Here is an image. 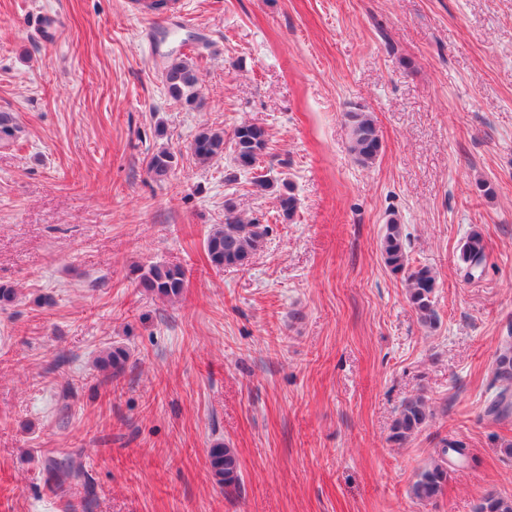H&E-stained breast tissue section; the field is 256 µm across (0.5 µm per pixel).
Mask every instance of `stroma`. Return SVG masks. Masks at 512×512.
Instances as JSON below:
<instances>
[{
    "mask_svg": "<svg viewBox=\"0 0 512 512\" xmlns=\"http://www.w3.org/2000/svg\"><path fill=\"white\" fill-rule=\"evenodd\" d=\"M137 0H0V111L24 128L0 146V512H473L512 497V420L485 407L512 329V0H169L185 27L200 107L175 101L146 57ZM56 15L59 41L31 16ZM350 112L382 138L348 150ZM263 125L261 173L289 180L293 220L231 155L197 164L201 127ZM172 151L154 180L144 159ZM263 224L248 265L204 254L224 203ZM439 275L436 328L384 265V225ZM481 276L458 268L472 227ZM179 265L182 298L139 284ZM130 354L105 383L98 360ZM434 414L390 441L402 401ZM449 454L442 495H409ZM236 448L225 494L207 452ZM73 471L49 482L47 460ZM347 117L352 129L349 151L360 165L370 166L383 148L375 121L366 112H350ZM442 455L437 460L429 463L416 476L415 481L410 486V495L413 499L420 502H430L437 499L448 484L450 477L448 471V448L454 453L463 455V443L460 441L443 442Z\"/></svg>",
    "mask_w": 512,
    "mask_h": 512,
    "instance_id": "35a3bbf8",
    "label": "stroma"
}]
</instances>
